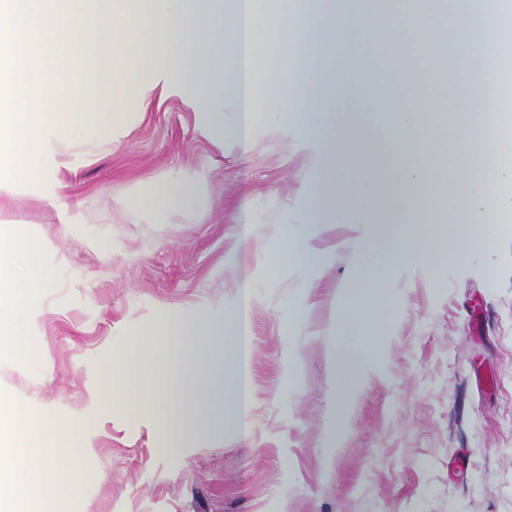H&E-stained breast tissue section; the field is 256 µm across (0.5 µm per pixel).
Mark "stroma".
Segmentation results:
<instances>
[{
    "mask_svg": "<svg viewBox=\"0 0 512 512\" xmlns=\"http://www.w3.org/2000/svg\"><path fill=\"white\" fill-rule=\"evenodd\" d=\"M77 51L100 64V83L69 69L41 76L44 112L54 113L61 82L91 111H120L138 85L113 88L112 72L131 60L99 57L93 44ZM193 93L173 86L145 115L125 117L107 150L76 155L61 185L20 186L0 214V238L28 239L32 264L61 282L51 295L32 286V313L8 323L33 343L22 357L0 354V424L40 427L38 410L49 406L60 423L80 415L92 430L77 448L54 427L60 456L92 466L45 500L68 496L73 512H512V220L479 236L428 225L446 247L396 279L341 221L319 234L330 253L320 267L282 261L316 160L298 147L289 117L269 111L267 90L257 93L266 120L245 159L206 134L217 120L232 124V113L193 111ZM156 181L186 192L161 215L140 206L141 189ZM362 266L383 276L393 304L368 365L338 324ZM311 277L318 287L306 288ZM245 281L254 348L244 428L217 418L198 433L195 411L178 401L173 435L157 431L142 406L166 384L146 347L153 323L169 321L189 342L201 320H223ZM108 357L137 359L144 372L106 411L94 397L96 366ZM349 368L361 382L343 415L336 387ZM0 454L20 458L0 468L7 501L37 479L39 444Z\"/></svg>",
    "mask_w": 512,
    "mask_h": 512,
    "instance_id": "stroma-1",
    "label": "stroma"
}]
</instances>
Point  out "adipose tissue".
<instances>
[{"mask_svg": "<svg viewBox=\"0 0 512 512\" xmlns=\"http://www.w3.org/2000/svg\"><path fill=\"white\" fill-rule=\"evenodd\" d=\"M34 0H0V211L20 184L56 178L68 168L69 127L83 128L87 144L100 148L111 144L119 113L89 112L84 101L72 94L56 99L62 120L46 122L40 95L33 89L32 72L76 67L75 55L32 51L33 43L45 46L72 45L75 41L101 42L128 58L139 56L146 36L144 12L166 43L165 52L154 58L155 80L141 81L137 95L124 107L147 108L158 82L188 83L195 87L191 106L208 111L213 107L211 89L224 84V111L234 113L231 128L214 124L212 139L231 138L240 153H247L263 120L254 104L259 88L270 89L275 110L289 114L301 147L314 157H326L334 167L320 176L309 194L303 221L291 225L284 257L316 267L328 258L315 241L342 204L337 196L343 187L341 173L359 175L371 201L351 214L361 227L366 251L384 246L387 274L393 275L426 256L429 242L419 228L430 214L425 204L427 188L444 189L443 220L453 225L487 224L493 212L512 215V167L488 171L476 157L466 134L478 120L500 111L503 99L472 89L476 76L512 42V0H505L495 19L498 37L482 34L481 24L463 0H410L404 27L392 22L397 0H303L299 17L275 24L271 18L282 0H224L223 22H215L211 0H57L55 19L33 21L29 7ZM97 19L96 28L83 23L86 13ZM27 49L19 59V49ZM292 50L299 56L298 75L274 66V50ZM455 60L447 80L454 95L430 99L423 71H434L441 62ZM354 99L376 113H396L399 123L390 135L396 146L389 153L376 149L371 132L363 130L356 115L336 117L338 101ZM37 155H48L54 166L33 165ZM503 185L495 211L482 206L492 184ZM31 244H0V282L11 288L10 310L32 304L30 284L42 287L57 283L53 269L38 272L10 271L12 254H28ZM379 282L369 270H356L339 311L344 330L354 331L366 347H373L374 330L362 323L366 293ZM252 303L249 287H241L237 303L224 313L222 324L200 322L193 334L197 359L212 364L214 349L225 328H233L243 362L237 381L230 387L212 383L195 406L218 410L226 406L229 421H238L249 404ZM0 309V328L10 319ZM42 482L29 486L15 498L9 512H42L44 486L76 485L86 472L84 464L61 460L54 449L42 451Z\"/></svg>", "mask_w": 512, "mask_h": 512, "instance_id": "adipose-tissue-1", "label": "adipose tissue"}]
</instances>
